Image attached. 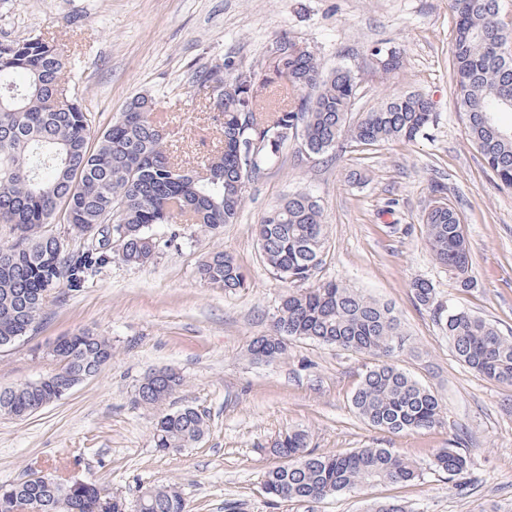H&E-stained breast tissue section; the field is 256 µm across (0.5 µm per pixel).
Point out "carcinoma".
Segmentation results:
<instances>
[{
	"mask_svg": "<svg viewBox=\"0 0 512 512\" xmlns=\"http://www.w3.org/2000/svg\"><path fill=\"white\" fill-rule=\"evenodd\" d=\"M456 16L451 79L456 107L473 142L500 183L512 188V128L500 126L496 114L512 112L502 101L512 90L511 28L497 19L499 0L453 3ZM288 47L269 56L265 68L245 70L218 81L214 69L198 72L196 83L204 108L220 127L217 156L203 164L210 173L194 179L168 153L167 135L153 100L136 95L119 117L100 131L91 112L79 101L64 102L59 85L71 61L54 43L34 36L22 43L0 44V224L11 225L8 244H0V348L32 334L50 292L65 286L79 291L103 268L118 260L140 266L159 254L160 224L182 218L212 236L236 221L247 184L277 158L294 131L310 154H324L349 141L378 146L414 141L434 123L430 98L406 91L365 112L356 121L349 114L358 83L347 67L325 68L315 52ZM299 92L295 107L283 109L270 100L274 80L269 72ZM23 76L25 84L15 82ZM426 210V239L434 259L454 276L456 288L470 291V256L461 216L440 196ZM63 224L78 246L47 230ZM257 241L271 273L301 284L283 296L271 331L254 338L249 354L273 363L288 353V341L318 344L373 356L356 386L351 403L373 427L390 432L429 430L444 422L438 397L394 361L405 343L394 309L341 281L304 288L320 268L325 252V224L318 200L294 192L274 205L256 227ZM116 243L111 247L110 243ZM200 278L228 291L247 287L248 278L232 256L213 250L198 267ZM415 302L437 314L455 357L475 374L512 386V336L472 312L439 303L435 288L424 279L411 283ZM53 358L58 370L43 379L0 389V414L24 419L63 397L59 379L89 378L112 359L109 338L78 331L59 341ZM185 385L172 369L148 374L135 394L138 406L155 409ZM207 428L203 413L184 406L161 414L153 428L159 452L188 448ZM271 453L286 460L267 473L265 489L276 500L316 503L340 492H355L379 483H404L418 477L415 464L389 448H360L347 454L314 453L309 435L293 430L278 436ZM435 467L455 485L472 486L478 476L458 446L435 456ZM75 487L70 508L60 506L62 489L28 478L0 492V512H17L29 504L36 512H128L124 499L106 494L92 482ZM137 512H189L175 483L151 486L139 497Z\"/></svg>",
	"mask_w": 512,
	"mask_h": 512,
	"instance_id": "carcinoma-1",
	"label": "carcinoma"
}]
</instances>
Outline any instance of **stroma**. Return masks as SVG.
<instances>
[{
	"instance_id": "obj_1",
	"label": "stroma",
	"mask_w": 512,
	"mask_h": 512,
	"mask_svg": "<svg viewBox=\"0 0 512 512\" xmlns=\"http://www.w3.org/2000/svg\"><path fill=\"white\" fill-rule=\"evenodd\" d=\"M452 0H0V43L44 35L74 54L66 86L107 127L139 93L152 95L173 135L172 156L195 171L219 133L200 111L198 71L232 62L264 66L277 37L315 51L326 68L349 67L359 84L353 116L411 90L428 95L437 118L412 142L307 153L292 139L247 187L235 223L213 237L193 224H167L153 263L115 261L78 292H52L37 330L0 349V388L53 374L48 347L89 329L112 342V359L61 400L16 419L0 415V485L41 473L108 486L128 506L145 488L180 486L190 512H371L395 499L409 512H512V387L460 363L432 313L411 294L430 281L440 302L464 307L512 335V189L472 144L449 77ZM397 51L383 74L375 48ZM463 217L477 288L456 290L426 243L424 214L435 184ZM296 191L314 195L326 225L325 261L315 283L340 280L392 305L407 342L398 365L438 394L443 425L391 433L370 426L350 397L371 357L297 340L276 364L253 360L250 341L269 333L287 282L266 267L254 234L266 212ZM221 249L248 277L228 292L200 280L204 255ZM172 368L187 384L170 412L192 406L207 429L191 447L162 453L154 411L138 407L144 376ZM304 429L316 452L385 447L413 460L420 476L341 492L308 505L271 499L264 487L281 463L270 453L282 432ZM462 438L479 484L466 490L435 469L436 454Z\"/></svg>"
}]
</instances>
